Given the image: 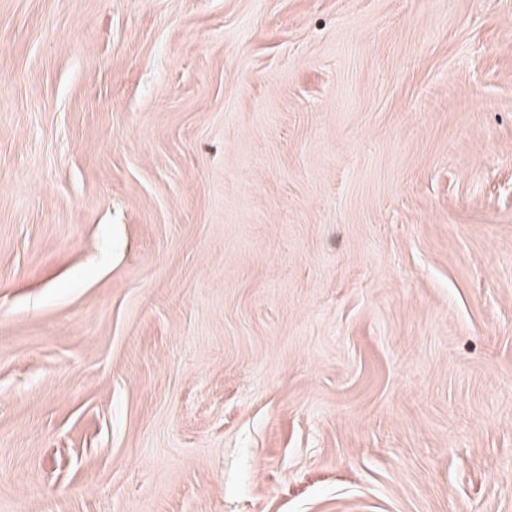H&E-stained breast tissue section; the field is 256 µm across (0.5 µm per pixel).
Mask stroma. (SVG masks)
<instances>
[{
    "mask_svg": "<svg viewBox=\"0 0 512 512\" xmlns=\"http://www.w3.org/2000/svg\"><path fill=\"white\" fill-rule=\"evenodd\" d=\"M0 512H512V0H0Z\"/></svg>",
    "mask_w": 512,
    "mask_h": 512,
    "instance_id": "35a3bbf8",
    "label": "stroma"
}]
</instances>
